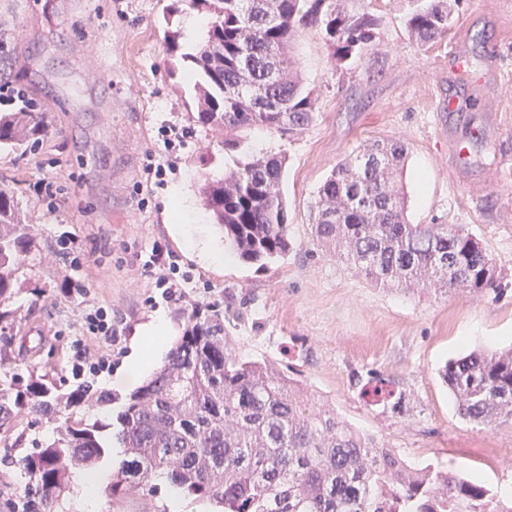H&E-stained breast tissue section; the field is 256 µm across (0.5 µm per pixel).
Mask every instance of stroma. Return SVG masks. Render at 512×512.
<instances>
[{"label": "stroma", "instance_id": "obj_1", "mask_svg": "<svg viewBox=\"0 0 512 512\" xmlns=\"http://www.w3.org/2000/svg\"><path fill=\"white\" fill-rule=\"evenodd\" d=\"M172 0H0V84L26 90L38 112L53 116L51 133L26 153L0 152V183H17L20 207L32 216L42 245L60 235L77 240L75 255L32 261L22 305L38 310L12 339L18 372H50L63 389L80 386L71 370L74 344L98 346L86 313L106 307L119 326L112 368L93 384L112 394L95 417L109 421L146 379L121 377L137 329L166 314L182 333L187 309L165 302L146 267L154 243L194 277V295L220 303L236 353L291 367L310 391L333 404L357 429L383 438L409 465L443 466L502 492L512 484V424L483 427L457 414L437 370L474 346L512 345V182L498 178L512 163V0H461L447 36L417 46L403 20L411 0H351L378 20L376 52L337 67L317 35H304L295 58L316 97V120L288 136L247 134L252 154L285 157L282 190L293 249L266 269L231 259L201 264L173 231L168 212L187 198L184 228L198 242L223 245L199 195L205 177L222 176V136L189 121L192 85L167 73L169 28L186 35L194 11ZM491 34L502 52L489 63L472 39ZM468 55V75L453 72L448 46ZM454 100L458 111L439 110ZM465 140L463 169L450 162L452 138ZM375 139L409 148L408 216L415 224H464L496 261L498 287L481 294L381 288L321 251L309 218L323 178L342 158ZM163 164L161 176L150 173ZM70 280L75 293L59 284ZM379 375L405 392L401 417L369 405L359 380ZM66 512H146L135 494L111 501L102 485H76Z\"/></svg>", "mask_w": 512, "mask_h": 512}]
</instances>
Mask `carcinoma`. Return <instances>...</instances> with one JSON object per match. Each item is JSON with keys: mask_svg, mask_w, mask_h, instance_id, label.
<instances>
[{"mask_svg": "<svg viewBox=\"0 0 512 512\" xmlns=\"http://www.w3.org/2000/svg\"><path fill=\"white\" fill-rule=\"evenodd\" d=\"M207 13V34L175 64L193 82V123L224 131V176L205 179L206 209L240 261L267 268L292 249L280 185L285 160L257 156L246 132L298 135L315 119L313 89L292 50L309 29L336 59L377 49V21L349 0H186ZM404 24L425 47L448 34L459 0H418ZM47 112H0V148L24 152L48 135ZM409 149L375 140L348 155L317 191L314 244L375 285L409 291L496 287L491 254L464 224H413L403 182ZM41 250L15 190L0 186V335L20 323L19 285ZM440 376L463 420L484 427L512 421V348H474L448 360ZM362 397L400 417L410 403L373 376ZM112 404L92 385L62 392L50 375L23 380L0 356V443L16 448L32 419L53 425L44 446L5 456L20 478L0 476L7 512H64L75 474L112 467L105 495L158 496L164 480L178 495L216 512H512L484 483L433 465L416 469L393 449L353 428L303 381L262 360L236 355L217 305L188 314L182 335L115 421L87 413ZM123 455L112 465V448Z\"/></svg>", "mask_w": 512, "mask_h": 512, "instance_id": "cac0c4a2", "label": "carcinoma"}]
</instances>
